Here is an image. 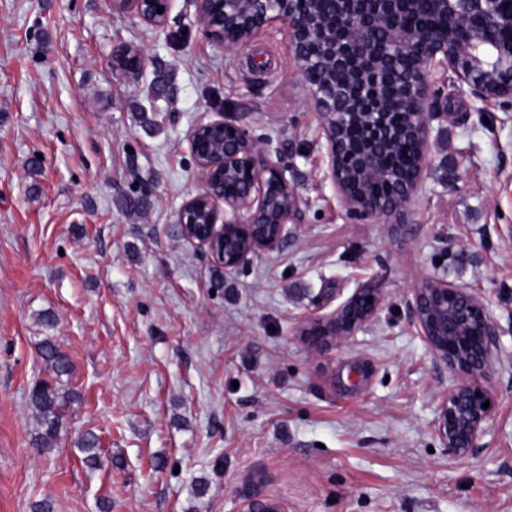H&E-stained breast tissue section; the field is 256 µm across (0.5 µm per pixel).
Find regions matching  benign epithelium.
<instances>
[{
  "label": "benign epithelium",
  "mask_w": 512,
  "mask_h": 512,
  "mask_svg": "<svg viewBox=\"0 0 512 512\" xmlns=\"http://www.w3.org/2000/svg\"><path fill=\"white\" fill-rule=\"evenodd\" d=\"M197 2L210 36L226 46L246 45L273 22L285 27L299 73L323 117L327 178L339 202L354 215L392 216L402 222L409 212L428 168L431 122L440 116L429 111L432 73L447 72L459 90L482 101L512 103V35L503 40L460 35L473 21L512 30L509 0H431L442 23L426 29L393 22L414 0H333L338 10L329 18L318 11L298 12L294 0ZM110 3L162 27L171 0ZM159 8L163 13H157ZM381 27L386 28L384 52L371 43V32ZM402 55L416 56V68L399 74L397 92L381 102V111H361L356 92L378 81L380 70L395 67ZM131 60L141 68V53L120 47L113 51L114 68L124 70ZM393 112L403 115L394 130L387 124ZM351 124L369 130V147L359 150L345 139ZM403 140L415 146L410 172L382 168L380 153L394 151ZM187 142L203 183L177 210L181 238L226 272L257 255L279 252L307 206L287 169L268 159L243 126L222 116L197 122ZM374 180L391 183L387 199L364 191L363 184ZM384 301L381 289L360 283L333 311L307 319L301 336L315 351L326 352L371 323ZM413 321L436 361L459 377L439 406L435 431L453 454L465 456L494 419V405L483 408L493 401L484 385L497 349L493 319L474 292L428 277L413 290Z\"/></svg>",
  "instance_id": "7a95c632"
}]
</instances>
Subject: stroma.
I'll list each match as a JSON object with an SVG mask.
<instances>
[{"label": "stroma", "instance_id": "stroma-1", "mask_svg": "<svg viewBox=\"0 0 512 512\" xmlns=\"http://www.w3.org/2000/svg\"><path fill=\"white\" fill-rule=\"evenodd\" d=\"M124 44L143 70L113 72ZM432 81L448 119L407 221L364 218L326 177L281 25L227 47L196 0L161 28L109 0H0V512H512V105ZM220 112L308 201L280 252L235 272L176 224L201 185L187 134ZM431 275L481 296L497 332L494 420L463 457L434 427L456 378L411 317ZM361 282L383 290L377 318L311 351L303 320ZM47 336L76 397L39 454Z\"/></svg>", "mask_w": 512, "mask_h": 512}]
</instances>
